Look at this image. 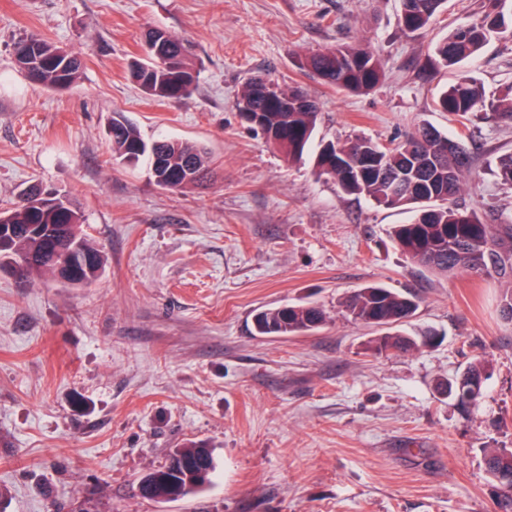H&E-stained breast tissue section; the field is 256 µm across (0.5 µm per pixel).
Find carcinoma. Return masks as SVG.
I'll return each mask as SVG.
<instances>
[{"mask_svg": "<svg viewBox=\"0 0 512 512\" xmlns=\"http://www.w3.org/2000/svg\"><path fill=\"white\" fill-rule=\"evenodd\" d=\"M447 0H403L401 25L409 33L424 32L442 12ZM505 0H485L481 15L457 27L434 48L435 65L456 68L475 57L489 40L512 32V13ZM161 42L162 54L136 61L130 76L140 90L157 100L189 98L198 82V71L188 59L185 40L161 29H151L145 43ZM23 47L16 64L32 82L50 89L67 88L75 83L82 67L73 55L47 40L27 34L14 42ZM300 67L313 72L339 90L362 94L372 90L384 74L379 55L356 43L341 44L300 59ZM257 78L250 81L237 99V107L251 110L253 122L288 162L301 160L311 144L319 115L317 103L300 88L277 89L271 100L260 90ZM437 107L453 116L460 126L457 137L475 119L499 126H512V88L492 97L472 76L462 74L437 100ZM112 153L136 163L148 161L156 184L182 189L204 179L207 161L194 144L157 139L146 142L138 129L123 116L112 118ZM448 134L424 124L391 145L380 146L371 139L355 136L344 141H328L315 158L318 175L333 179L349 196H364L379 206H413L405 224L393 227L391 237L414 262L443 274L459 270L475 276L493 277L512 284V215L501 214L497 223L488 224L477 212L459 203L464 186L477 177L466 150L445 149ZM494 173L499 181L512 186V153L497 158ZM403 179L408 193L395 196L392 182ZM8 223H0V268L37 263L35 272L24 278L49 275L71 286H88L102 271L99 249L80 231L84 222L77 205L59 194L52 200L34 191L4 210ZM345 312L354 321L391 329L412 318L418 308L413 295L367 286L354 291L344 302ZM326 320L325 312L312 305L268 308L254 315L259 336H293L313 330ZM433 340L418 339L398 332H387L370 341L377 355L389 351L408 352ZM485 381L480 363L469 365L448 389L462 384L479 392L471 400L460 399L467 407L481 397ZM486 471L505 489L499 502L501 512H512V449L497 448L485 458ZM214 471L211 450L189 443L171 455L164 467L141 479L140 495L154 501L173 500L191 495L210 482Z\"/></svg>", "mask_w": 512, "mask_h": 512, "instance_id": "carcinoma-1", "label": "carcinoma"}]
</instances>
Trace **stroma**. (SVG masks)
Returning <instances> with one entry per match:
<instances>
[{
  "mask_svg": "<svg viewBox=\"0 0 512 512\" xmlns=\"http://www.w3.org/2000/svg\"><path fill=\"white\" fill-rule=\"evenodd\" d=\"M482 3L448 0L410 34L401 0H0V208L32 187L68 194L104 257L82 288L0 269V512H74L89 498L100 512H499L484 455L512 448L503 284L406 258L389 234L405 210L341 194L312 161L288 163L236 107L264 75L318 101L320 140L453 132L436 100L459 71L490 92L512 86L507 34L461 70L430 61ZM153 28L192 44L189 99L149 98L130 78ZM23 34L80 54L76 83L27 80L13 56ZM350 41L384 61L370 93L299 70V57ZM118 114L145 140L203 148L208 178L169 190L146 162L114 159ZM464 147L478 185L461 205L490 223L512 214V187L494 175L512 128L475 122ZM368 285L416 296L401 330L432 343L373 354L376 328L341 307ZM306 304L325 325L255 334L258 310ZM477 361L483 394L464 411L447 384ZM191 441L212 451L211 483L140 498L141 477Z\"/></svg>",
  "mask_w": 512,
  "mask_h": 512,
  "instance_id": "obj_1",
  "label": "stroma"
}]
</instances>
